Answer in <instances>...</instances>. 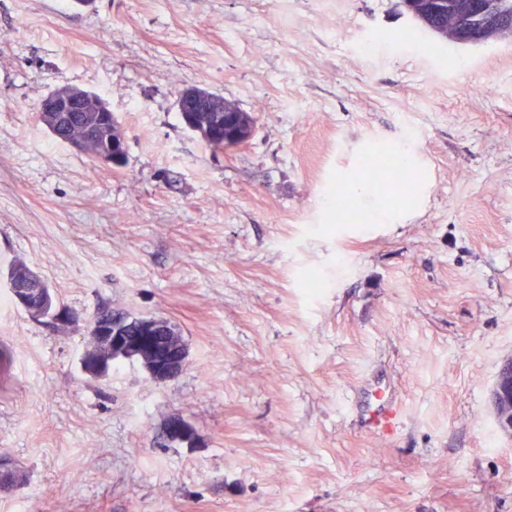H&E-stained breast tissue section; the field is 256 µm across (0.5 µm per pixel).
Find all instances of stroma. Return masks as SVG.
I'll return each instance as SVG.
<instances>
[{
	"mask_svg": "<svg viewBox=\"0 0 512 512\" xmlns=\"http://www.w3.org/2000/svg\"><path fill=\"white\" fill-rule=\"evenodd\" d=\"M100 94L122 166L34 117ZM201 87L255 113L213 151ZM405 153L414 195L343 224L336 187ZM56 306L166 319L188 364L84 373L83 322L0 280V512H512L489 392L512 356V36L459 44L400 0H0V269ZM381 385L384 431L356 409ZM181 414L196 446L168 441ZM72 112H105L112 117L106 127L108 131L107 150L103 137L99 142V149L92 157L95 162L115 165L121 162L126 155V140L123 129L108 104L95 92L77 88L61 87L44 97L36 110V116L40 122L54 135L58 134L59 127L65 123L66 114ZM224 101V96L196 87L186 88L177 95L176 104L178 112H224L225 122L232 116L237 118L234 127L242 128L240 135L234 136L232 133L234 127L228 128L225 125L223 134L224 142L204 140V142L214 150L234 147L235 143L240 141L238 137L244 133L245 128V132L247 134L251 133L252 137L256 131L257 119L254 113L225 112ZM29 278L33 283H36V286L34 288H44L45 295H46V306L41 311L34 310L32 307L31 302L28 300L27 294L28 291L25 290V288H19L17 285L14 284V279L11 276V268L8 270L7 273V282L10 288H12L13 295L15 298V302L21 306L25 311H27L30 315H36L39 314V318H43L45 315L44 313L51 309V311L47 314L49 316L54 308L53 303V297L51 294L50 288L47 287L46 283L33 271L29 268ZM11 293V290H10ZM46 316V317H47Z\"/></svg>",
	"mask_w": 512,
	"mask_h": 512,
	"instance_id": "1",
	"label": "stroma"
}]
</instances>
